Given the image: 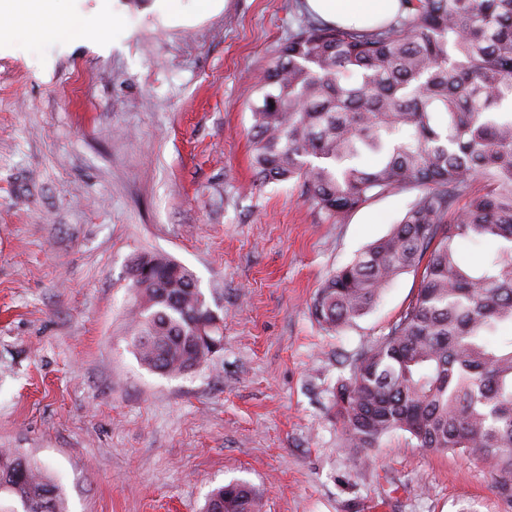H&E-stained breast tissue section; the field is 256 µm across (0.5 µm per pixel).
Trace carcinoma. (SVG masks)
I'll return each mask as SVG.
<instances>
[{
  "instance_id": "cac0c4a2",
  "label": "carcinoma",
  "mask_w": 512,
  "mask_h": 512,
  "mask_svg": "<svg viewBox=\"0 0 512 512\" xmlns=\"http://www.w3.org/2000/svg\"><path fill=\"white\" fill-rule=\"evenodd\" d=\"M389 25L310 20L272 58L253 118L257 183L293 181L329 218L408 189L391 231L336 269L310 306L336 330L364 317L401 274L416 298L363 349L336 387L343 447L395 433L459 451L495 474L512 503V0H402ZM496 244L480 266L462 243ZM130 344L142 366L174 376L208 361L222 317L196 275L161 255L131 266ZM22 512H66L37 459L0 450V493ZM203 512H262L245 481L214 489Z\"/></svg>"
}]
</instances>
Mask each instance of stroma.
Wrapping results in <instances>:
<instances>
[{"instance_id":"stroma-1","label":"stroma","mask_w":512,"mask_h":512,"mask_svg":"<svg viewBox=\"0 0 512 512\" xmlns=\"http://www.w3.org/2000/svg\"><path fill=\"white\" fill-rule=\"evenodd\" d=\"M60 17L85 33L0 31V448L41 460L66 512H201L234 480L264 512H512L473 458L402 433L363 465L342 446L333 392L420 277L335 332L309 304L416 193L333 220L293 183L254 186L249 99L302 0L186 20L154 0H62ZM146 251L218 309L207 366L139 363L130 267Z\"/></svg>"}]
</instances>
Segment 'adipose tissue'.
<instances>
[{"instance_id":"1","label":"adipose tissue","mask_w":512,"mask_h":512,"mask_svg":"<svg viewBox=\"0 0 512 512\" xmlns=\"http://www.w3.org/2000/svg\"><path fill=\"white\" fill-rule=\"evenodd\" d=\"M56 0H0V23L18 27L37 25L47 37L68 38L82 32L73 20L61 24ZM307 10L319 19L346 29H372L389 22L401 9V0H305Z\"/></svg>"}]
</instances>
